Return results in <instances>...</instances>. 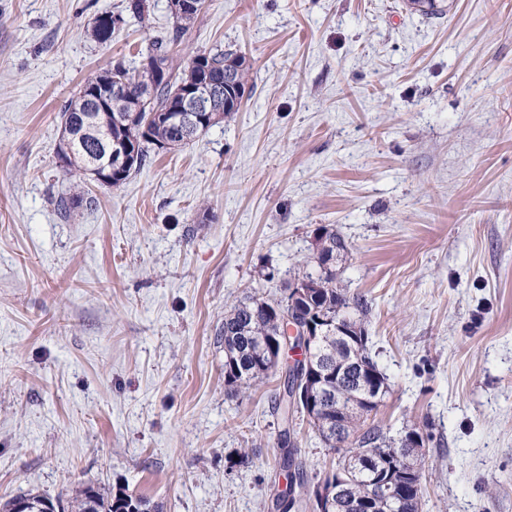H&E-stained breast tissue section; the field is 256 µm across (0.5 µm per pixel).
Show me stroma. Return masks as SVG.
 Returning a JSON list of instances; mask_svg holds the SVG:
<instances>
[{"label":"stroma","mask_w":512,"mask_h":512,"mask_svg":"<svg viewBox=\"0 0 512 512\" xmlns=\"http://www.w3.org/2000/svg\"><path fill=\"white\" fill-rule=\"evenodd\" d=\"M149 4L97 44L125 0H0V498L272 512L284 374L232 393L217 335L328 227L390 384L370 421L429 434L421 512H512V0H206L178 53L245 54L239 112L61 215V112L170 30ZM106 15H109V16H112V17H105V18H100V20H102L109 29H112V27H120L122 25V20H121V17H119L118 15L122 16V14H108V13H105V14H101V16H106ZM123 17V16H122ZM105 25L101 24L99 26H95L93 25L90 29L87 30V37L89 40L95 42V43H99V44H105V43H108L110 41H112V38L115 36V34L118 32L112 30L109 31L108 28H107ZM121 497L125 499V508L132 507L137 512H162L161 506L150 505V501L142 496L128 494L121 490L112 493L103 487L92 484L83 486L67 509H71L72 512H86L90 501H92V510L95 512H119L117 501Z\"/></svg>","instance_id":"stroma-1"}]
</instances>
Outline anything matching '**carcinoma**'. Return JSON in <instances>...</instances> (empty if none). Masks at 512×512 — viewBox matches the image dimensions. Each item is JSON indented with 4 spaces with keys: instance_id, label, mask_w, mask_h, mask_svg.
<instances>
[{
    "instance_id": "cac0c4a2",
    "label": "carcinoma",
    "mask_w": 512,
    "mask_h": 512,
    "mask_svg": "<svg viewBox=\"0 0 512 512\" xmlns=\"http://www.w3.org/2000/svg\"><path fill=\"white\" fill-rule=\"evenodd\" d=\"M124 11L143 22L149 15L148 0H126ZM199 14L198 9L184 15L171 14V29L165 36L152 41L146 49L145 56L160 58L176 83L185 82L189 76L200 72V69L193 67L194 57L185 59L172 52L173 46L182 40ZM203 56L206 58L210 77L224 78V64L229 62L239 68V80L242 85H247L250 64L242 53L228 48L205 52ZM114 70L126 77L133 98L142 89L149 86L153 88L152 109L158 115L168 104L172 85L153 79L141 65L130 68L125 61L117 60L110 68L87 79L65 106L61 114L63 135L71 138L75 144L74 154L69 158L67 166L80 171L98 160V156L88 151L82 135L87 118H95L111 139L130 145L134 161L123 170L121 176L112 180L111 187L118 188L133 172L149 162L150 151L157 144L165 142L175 147L178 140L176 132L162 120L153 119L147 130L143 131L130 124L129 108L112 106L107 111L99 108L97 102L90 98L89 90L95 86L110 84ZM371 310L372 302L365 295L350 291L342 281L328 276L317 282L312 302L306 305L305 314L311 315V321L318 325H328L336 321V317L346 316L352 324L366 326ZM284 313L282 302L269 303L254 297L224 311V378L231 385V390H246L268 376L267 369L259 366L260 348L257 339L272 336L282 343L285 342L287 336L282 322ZM317 355L319 360L335 365L350 363L344 378L330 381L331 404H343L344 413L341 419L345 420L348 429L344 445L334 448L339 457L332 473H337L350 462L352 468L361 474L362 480L358 483L352 482L344 488L337 512H393L391 500L379 492V489L389 484L392 449L399 447L404 437L411 433L420 435L422 431L417 427L405 426L393 434L378 425L367 423V419L358 413V408L364 406L363 394L358 389L360 370L353 365L352 351L345 341L331 336L322 338L317 345ZM299 371L296 364L286 366L285 392L278 404L283 424L278 437V446L283 450L279 467L298 489L308 484V475L299 459V449L291 440L290 431L294 415L301 413L296 403L290 400L291 386ZM122 498L125 499V507H132L137 512H162L161 506L150 504L142 496L121 490L113 493L92 484L82 487L68 508L72 512H87V507L91 504L93 512H119L117 501Z\"/></svg>"
}]
</instances>
